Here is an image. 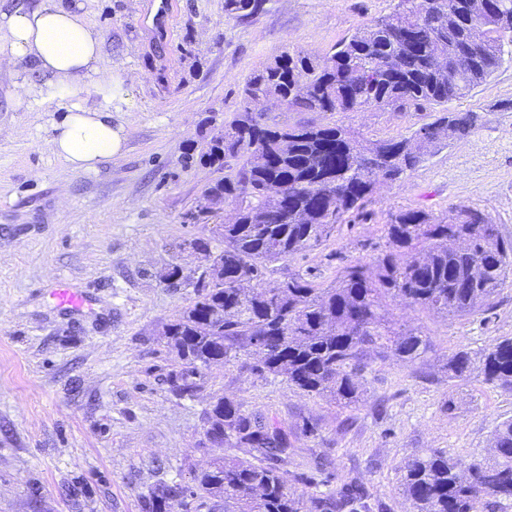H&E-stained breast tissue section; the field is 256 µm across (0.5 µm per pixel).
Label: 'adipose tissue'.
I'll list each match as a JSON object with an SVG mask.
<instances>
[{"mask_svg":"<svg viewBox=\"0 0 512 512\" xmlns=\"http://www.w3.org/2000/svg\"><path fill=\"white\" fill-rule=\"evenodd\" d=\"M103 46L81 0H39L32 8L0 11V70L29 62L41 83H19L16 104L40 96L57 101L65 115L43 147L72 169L90 170L121 156L126 136L113 125L112 108L82 98L80 79L98 74Z\"/></svg>","mask_w":512,"mask_h":512,"instance_id":"ef3b65f1","label":"adipose tissue"}]
</instances>
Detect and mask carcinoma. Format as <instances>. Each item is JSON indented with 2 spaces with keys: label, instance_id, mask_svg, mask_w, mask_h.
Returning a JSON list of instances; mask_svg holds the SVG:
<instances>
[{
  "label": "carcinoma",
  "instance_id": "cac0c4a2",
  "mask_svg": "<svg viewBox=\"0 0 512 512\" xmlns=\"http://www.w3.org/2000/svg\"><path fill=\"white\" fill-rule=\"evenodd\" d=\"M266 0H224L241 20ZM468 0H397L391 11L341 40L334 52L311 57L288 50L254 72L242 87L241 110L224 125V140H210L200 161L224 171L203 193L201 208L222 199L238 211L219 225L222 250L207 239L185 248L208 253L212 268L198 279L197 298L165 325L179 366L172 382L180 394L195 389L199 368L227 363L240 353L256 357L251 370L284 375L308 394L343 407L359 403L368 356L390 354L413 363L429 351L418 329L394 332L386 299L444 316L493 309L512 275V238L481 211L460 207L435 219L422 210L391 215L389 251L356 262L321 288L294 274L266 285L281 263L327 242L337 226L362 213L385 181L415 169L448 139L469 134L477 113L433 115L408 137L365 141L345 125L322 124L314 113L424 111L461 99L512 61V0H490L481 19L486 37L470 43ZM448 54V69L430 70ZM277 98L309 118L268 124L249 111L251 101ZM448 379L476 375L512 392V338L474 353L466 348L446 362ZM208 432L229 448L255 452V461L226 455L197 471L189 485L161 483L144 498V512H345L366 491L304 496L288 487L293 432L276 417L217 397L204 412ZM401 489L411 512H504L512 506V419L494 434V457L463 461L434 449L405 459Z\"/></svg>",
  "mask_w": 512,
  "mask_h": 512
}]
</instances>
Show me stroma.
Returning <instances> with one entry per match:
<instances>
[{
	"instance_id": "35a3bbf8",
	"label": "stroma",
	"mask_w": 512,
	"mask_h": 512,
	"mask_svg": "<svg viewBox=\"0 0 512 512\" xmlns=\"http://www.w3.org/2000/svg\"><path fill=\"white\" fill-rule=\"evenodd\" d=\"M81 2L103 40L99 70L120 79L112 122L125 129L122 156L77 171L43 151L62 109L42 99L14 109L16 83L35 78L27 62L0 74V512H143L155 485L190 483L221 456L206 446L202 421L217 396L288 424L295 453L283 472L293 490L358 482L370 492L360 512H408L400 490L408 455L492 457L512 393L475 377L449 380L442 365L458 348L477 352L512 336V279L484 314L445 317L391 302L392 327L421 329L430 350L408 365L372 363L355 410L236 360L200 369L191 396L171 379L178 364L162 332L195 299L201 264L182 243L201 236L221 250L210 227L233 213L190 220L223 176L200 152L240 108L252 73L288 49L323 56L389 13L392 0H267L243 21L224 0H173L167 36L153 25L157 0ZM448 109L478 113L476 128L380 185L362 214L288 258L279 276L311 273L332 285L344 266L385 249V226L405 209L442 217L468 206L512 238V63ZM319 120L376 140L410 135L427 115L370 109ZM174 265L182 278L172 288L160 275ZM62 286L86 292L91 307L59 308L52 293ZM306 422L314 434L302 433ZM301 473L314 485L298 481Z\"/></svg>"
}]
</instances>
